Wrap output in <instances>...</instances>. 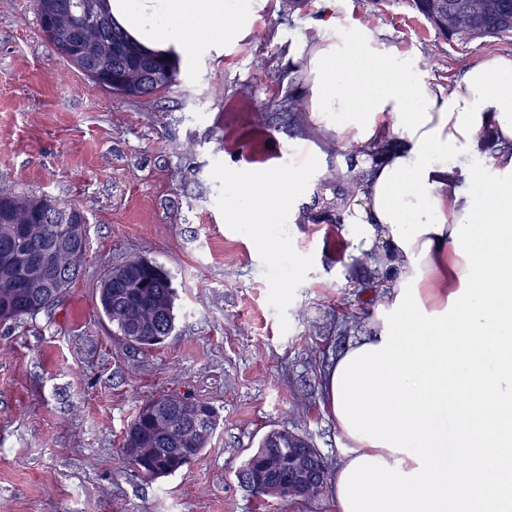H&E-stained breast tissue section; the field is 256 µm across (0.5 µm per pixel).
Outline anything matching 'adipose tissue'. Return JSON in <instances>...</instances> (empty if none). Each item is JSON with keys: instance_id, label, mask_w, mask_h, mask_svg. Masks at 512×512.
I'll return each instance as SVG.
<instances>
[{"instance_id": "obj_1", "label": "adipose tissue", "mask_w": 512, "mask_h": 512, "mask_svg": "<svg viewBox=\"0 0 512 512\" xmlns=\"http://www.w3.org/2000/svg\"><path fill=\"white\" fill-rule=\"evenodd\" d=\"M110 8L153 51L224 40L241 18L235 0ZM307 48V110L365 173L345 211L353 253L392 273L371 334L325 377L346 446L336 512H512V55L472 66L448 91L406 76L368 29ZM301 181L236 178L225 223H276Z\"/></svg>"}]
</instances>
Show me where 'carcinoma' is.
Instances as JSON below:
<instances>
[{"label":"carcinoma","instance_id":"cac0c4a2","mask_svg":"<svg viewBox=\"0 0 512 512\" xmlns=\"http://www.w3.org/2000/svg\"><path fill=\"white\" fill-rule=\"evenodd\" d=\"M108 0H32L39 19L40 29L52 31L48 42L67 62L81 71L96 85H101L98 75L117 73L135 66L143 75L142 86L117 92L122 97H146L178 84L181 57L175 50L167 53L151 52L139 46L112 17L106 7ZM499 6L500 17L487 19L479 16L481 37H501L512 33V0H494ZM76 15L86 27V34L98 37L111 45L112 52L104 60H89L79 53L78 39L69 30L53 26L62 14ZM30 204L26 215L33 224L42 223L43 214L50 212L63 219L80 212L74 204L61 203L52 198H35L0 189V252L14 245L16 205ZM133 276L145 283L142 288L117 286L121 280ZM18 269L0 264V325H8L24 316L34 315L42 308L52 306L72 285L46 279L44 297L32 301L27 289L16 287ZM165 305L166 318L155 327L144 321L157 302ZM176 291L172 276L163 266L144 267L132 260L109 269L100 281L99 308L102 315L127 343L141 349L162 344L160 337L171 336L176 328ZM220 425L216 408H208V416L200 429L191 426L183 413L180 394H162L146 401L129 423L122 440L121 453L132 471L148 480L173 476L207 448L211 437ZM319 457L325 477L330 469L311 440L296 434L290 442L282 432H266L257 448L246 458L238 470V478L259 499L264 497L258 489V480H279L283 477V464L292 458V449Z\"/></svg>","mask_w":512,"mask_h":512}]
</instances>
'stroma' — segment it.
Wrapping results in <instances>:
<instances>
[{"label": "stroma", "mask_w": 512, "mask_h": 512, "mask_svg": "<svg viewBox=\"0 0 512 512\" xmlns=\"http://www.w3.org/2000/svg\"><path fill=\"white\" fill-rule=\"evenodd\" d=\"M382 32L425 81L458 88L512 36L443 38L411 0H248L237 37L181 50L178 84L109 94L40 31L31 0H0V188L77 204L89 248L54 305L0 326V512H260L236 472L271 429L308 435L328 464L344 448L322 363L370 329L365 284L336 221L356 161L316 126L304 43L327 18ZM298 110L289 122L287 107ZM304 175L257 249L224 221L228 172ZM135 258L174 277L176 330L130 346L97 306L105 271ZM211 402L220 426L200 459L157 480L132 476L121 437L169 392Z\"/></svg>", "instance_id": "obj_1"}]
</instances>
